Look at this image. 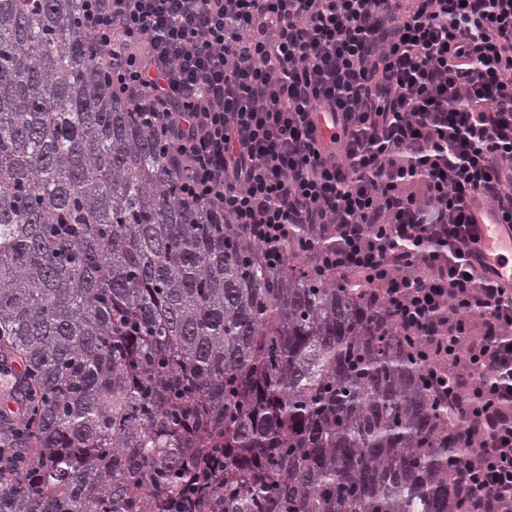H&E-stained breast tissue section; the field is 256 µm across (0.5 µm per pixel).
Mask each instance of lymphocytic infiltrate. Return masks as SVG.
Instances as JSON below:
<instances>
[{
  "label": "lymphocytic infiltrate",
  "mask_w": 512,
  "mask_h": 512,
  "mask_svg": "<svg viewBox=\"0 0 512 512\" xmlns=\"http://www.w3.org/2000/svg\"><path fill=\"white\" fill-rule=\"evenodd\" d=\"M82 22L183 194L275 260L291 226L335 229L317 272L366 280L475 451L454 512H512V289L473 232L512 225V0H87Z\"/></svg>",
  "instance_id": "lymphocytic-infiltrate-1"
}]
</instances>
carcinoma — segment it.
<instances>
[{
    "label": "carcinoma",
    "instance_id": "cac0c4a2",
    "mask_svg": "<svg viewBox=\"0 0 512 512\" xmlns=\"http://www.w3.org/2000/svg\"><path fill=\"white\" fill-rule=\"evenodd\" d=\"M82 10L0 0V512H453L390 311L183 195Z\"/></svg>",
    "mask_w": 512,
    "mask_h": 512
}]
</instances>
